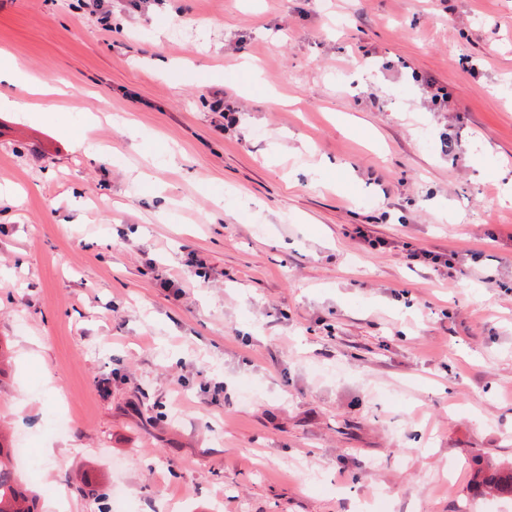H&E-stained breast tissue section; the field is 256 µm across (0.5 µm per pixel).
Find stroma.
<instances>
[{
	"instance_id": "obj_1",
	"label": "stroma",
	"mask_w": 512,
	"mask_h": 512,
	"mask_svg": "<svg viewBox=\"0 0 512 512\" xmlns=\"http://www.w3.org/2000/svg\"><path fill=\"white\" fill-rule=\"evenodd\" d=\"M83 2L0 0L62 89L0 110V436L40 512H512L471 493L512 462V0Z\"/></svg>"
}]
</instances>
